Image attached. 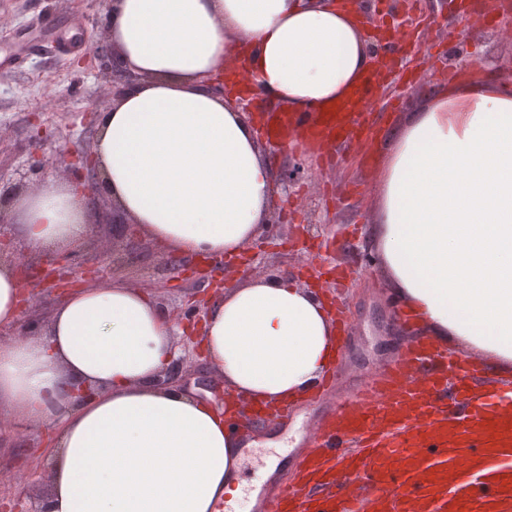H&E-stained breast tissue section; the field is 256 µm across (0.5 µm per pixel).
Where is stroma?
I'll use <instances>...</instances> for the list:
<instances>
[{
	"instance_id": "1",
	"label": "stroma",
	"mask_w": 512,
	"mask_h": 512,
	"mask_svg": "<svg viewBox=\"0 0 512 512\" xmlns=\"http://www.w3.org/2000/svg\"><path fill=\"white\" fill-rule=\"evenodd\" d=\"M366 15L385 11L432 20L421 41L406 44L402 64L387 84L377 88L370 118L369 145H338L311 152L302 145H267L275 173L296 171L290 196L274 190L267 222L249 246V264L230 267L228 287L279 275L299 282L318 279L327 299L345 312L348 328L340 339L337 361L314 388L313 398L294 405L288 428L279 439L284 466L275 483L265 484L259 512H272L280 482L292 477L302 458L296 435L315 429L324 413L355 392L371 376L396 359L408 340L402 313L377 263L368 206L373 190L377 150L388 130L417 110L445 81L478 80L512 73V0H483L465 11L461 0H360ZM110 0H0V44L15 33L31 30L51 17L59 24L79 20L88 50L62 56L44 46L21 70L0 72V184L23 182L33 190L42 184L74 182L71 160L95 154L98 116L112 102V67L108 19ZM88 209V236L74 247L68 276L74 287L90 282L100 270L103 282L122 281L150 291L171 321L196 315V307L212 293L210 277H181L174 268L176 253L166 249L138 225L115 229L102 221L112 201L96 190ZM135 252L133 264L117 265L114 255ZM34 314H20L16 324L0 328V340L39 332L48 308L60 297L49 286L26 284ZM183 357L178 385L216 407H224V379L199 347L182 333L173 336ZM52 433L19 429L0 413V512H34L47 493L50 471L44 461Z\"/></svg>"
}]
</instances>
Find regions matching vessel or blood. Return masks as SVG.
<instances>
[{
    "mask_svg": "<svg viewBox=\"0 0 512 512\" xmlns=\"http://www.w3.org/2000/svg\"><path fill=\"white\" fill-rule=\"evenodd\" d=\"M38 35H19L0 49V70L19 68L40 41L69 54L87 47L68 28L44 19ZM375 76L301 126L324 139L356 140L358 113L370 111ZM464 359L424 336L397 362L331 408L318 464L303 487L283 485L277 512H512V388L498 395ZM252 488L224 496V512H252Z\"/></svg>",
    "mask_w": 512,
    "mask_h": 512,
    "instance_id": "obj_1",
    "label": "vessel or blood"
}]
</instances>
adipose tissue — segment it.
<instances>
[{
  "mask_svg": "<svg viewBox=\"0 0 512 512\" xmlns=\"http://www.w3.org/2000/svg\"><path fill=\"white\" fill-rule=\"evenodd\" d=\"M109 30L135 80L99 115L102 188L189 257L244 251L273 185L251 121L206 75L242 63L258 98L298 116L344 100L376 53L357 0H117ZM371 215L381 269L425 335L512 368V77L439 87L393 129ZM14 221L43 251L89 231L71 184L24 196ZM203 334L226 388L265 407L307 394L338 348L323 299L286 277L227 290ZM174 356L152 295L120 281L0 342V409L58 432L46 512H218L242 437L222 410L156 386Z\"/></svg>",
  "mask_w": 512,
  "mask_h": 512,
  "instance_id": "ef3b65f1",
  "label": "adipose tissue"
}]
</instances>
